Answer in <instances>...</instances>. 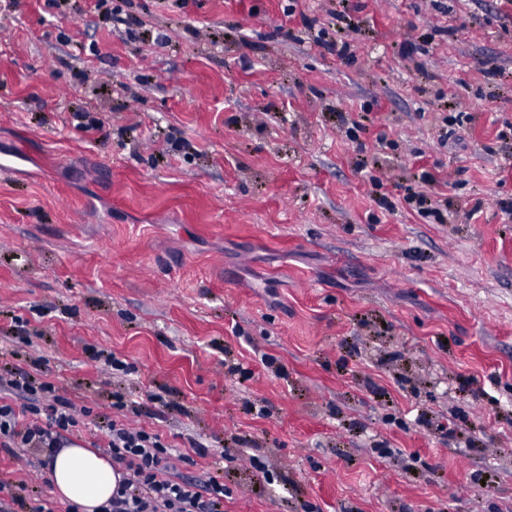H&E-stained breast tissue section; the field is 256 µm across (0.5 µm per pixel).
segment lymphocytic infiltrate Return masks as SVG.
<instances>
[{"mask_svg":"<svg viewBox=\"0 0 512 512\" xmlns=\"http://www.w3.org/2000/svg\"><path fill=\"white\" fill-rule=\"evenodd\" d=\"M80 426L70 400L56 396L49 382L0 376V447L29 449L38 467L49 466L57 449ZM105 449L126 471L99 512H223L224 485L170 479L171 447L161 434L111 420Z\"/></svg>","mask_w":512,"mask_h":512,"instance_id":"lymphocytic-infiltrate-1","label":"lymphocytic infiltrate"}]
</instances>
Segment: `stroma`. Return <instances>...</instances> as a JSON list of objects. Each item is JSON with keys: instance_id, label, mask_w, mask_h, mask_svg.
<instances>
[{"instance_id": "35a3bbf8", "label": "stroma", "mask_w": 512, "mask_h": 512, "mask_svg": "<svg viewBox=\"0 0 512 512\" xmlns=\"http://www.w3.org/2000/svg\"><path fill=\"white\" fill-rule=\"evenodd\" d=\"M10 154L0 373L70 444L155 430L224 512H512V0H0Z\"/></svg>"}]
</instances>
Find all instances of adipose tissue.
Instances as JSON below:
<instances>
[{
    "instance_id": "adipose-tissue-1",
    "label": "adipose tissue",
    "mask_w": 512,
    "mask_h": 512,
    "mask_svg": "<svg viewBox=\"0 0 512 512\" xmlns=\"http://www.w3.org/2000/svg\"><path fill=\"white\" fill-rule=\"evenodd\" d=\"M49 476L56 495L75 512H98L120 479L111 461L93 449L77 445L57 451Z\"/></svg>"
}]
</instances>
